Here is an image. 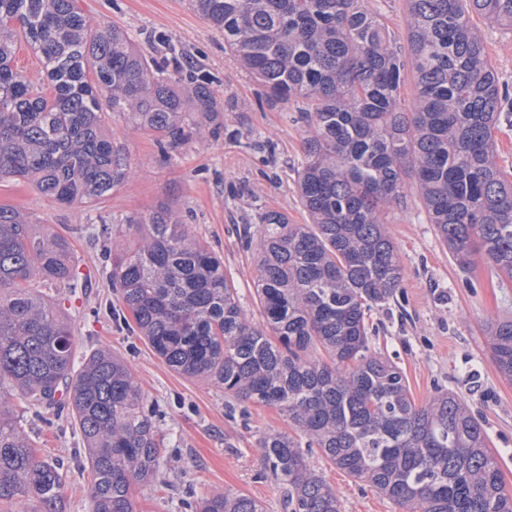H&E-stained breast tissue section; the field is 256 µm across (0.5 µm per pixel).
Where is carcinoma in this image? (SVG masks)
Instances as JSON below:
<instances>
[{
  "label": "carcinoma",
  "mask_w": 512,
  "mask_h": 512,
  "mask_svg": "<svg viewBox=\"0 0 512 512\" xmlns=\"http://www.w3.org/2000/svg\"><path fill=\"white\" fill-rule=\"evenodd\" d=\"M368 0H189L273 101L304 100L297 169L310 222L268 212L238 228L257 252L261 321L242 307L224 262L165 203L90 224L122 305L170 369L237 402L275 408L299 433L261 435L253 451L287 489L285 512H343L336 487L308 463L336 468L404 512H512L482 424L454 394L419 405L394 362L372 353L366 311L396 295L403 267L385 222L414 192L467 273L481 258L512 283V181L494 130L512 91L490 64L469 13L512 30V0H407L405 54ZM45 79L12 65L20 42ZM417 93L401 103L405 72ZM206 75H172L127 32L88 17L78 0H0V182L24 179L48 201L96 206L136 174L112 137V115L161 149L204 141L224 125ZM88 287L67 239L0 205V504L65 512L62 465L40 455L15 402L67 412L92 475V512H136L132 490L160 475L161 439L134 364L108 345L76 358L72 327L42 288ZM512 383V320L487 325ZM186 512H264L230 491L186 499Z\"/></svg>",
  "instance_id": "carcinoma-1"
}]
</instances>
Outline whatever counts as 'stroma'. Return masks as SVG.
Segmentation results:
<instances>
[{
  "mask_svg": "<svg viewBox=\"0 0 512 512\" xmlns=\"http://www.w3.org/2000/svg\"><path fill=\"white\" fill-rule=\"evenodd\" d=\"M94 20L128 31L145 56H164L155 41L165 34L177 50L197 60L223 100L224 129L215 139L162 154L154 136L127 129L114 118L112 131L137 167L134 178L113 191L95 211L49 202L25 181L0 183V204L23 209L38 223L66 234L73 260L90 285L58 289L70 320L78 352L108 344L134 363L148 402L158 410L156 424L164 439V482L134 491L137 512H181L186 493L203 497L230 490L254 498L266 512H284L285 490L264 476L254 453L265 432L287 430L277 410L254 406L248 420L230 418L224 395L203 382L165 366L148 344L112 320L106 303L116 296L106 275L99 245L84 226L112 215L150 211L158 202L173 205L199 239L224 259L240 301L256 312V267L243 251L236 229L259 223L278 211L303 224L307 216L293 181L303 162L302 124L292 103L269 101L264 87L224 48V35L192 10L186 0H78ZM470 20L485 38L487 55L502 83L512 87V31ZM400 250L403 280L394 298L372 307L367 321L377 330L373 344L403 370L416 403L437 391L457 394L483 424L495 451L506 488L512 490V383L497 373L484 325L512 318V285L501 287L484 262L463 276L439 241L434 227L414 203L392 208L387 216ZM22 423L40 442L42 456L64 460L67 512H91V475L86 461H73L82 441L74 426L60 419L46 425L34 410ZM311 467L343 496L344 512H399L391 501L326 462L320 452L308 455Z\"/></svg>",
  "mask_w": 512,
  "mask_h": 512,
  "instance_id": "obj_1",
  "label": "stroma"
}]
</instances>
